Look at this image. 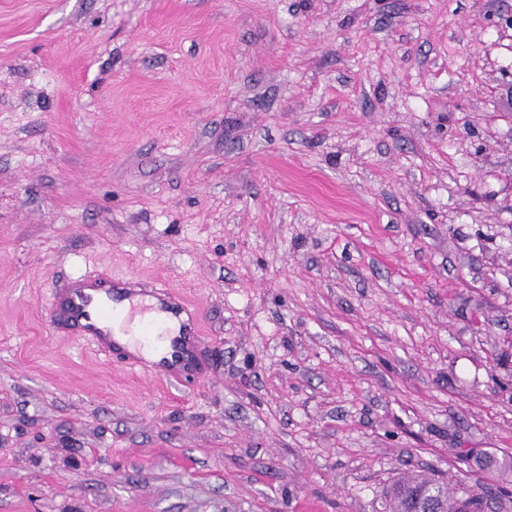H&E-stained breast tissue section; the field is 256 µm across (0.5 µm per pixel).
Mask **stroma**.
Instances as JSON below:
<instances>
[{
    "label": "stroma",
    "instance_id": "obj_1",
    "mask_svg": "<svg viewBox=\"0 0 512 512\" xmlns=\"http://www.w3.org/2000/svg\"><path fill=\"white\" fill-rule=\"evenodd\" d=\"M199 313L183 387L45 322ZM512 456V0H0V512H388ZM136 294L148 295L154 304H134L132 297ZM126 300L131 313L153 311L163 314L164 323L177 321L181 325L179 336H170L166 330L149 325L135 338L137 345L154 351L153 360L131 355L115 338L114 320L125 308ZM47 324L56 335L76 330L85 343L106 357L122 354L132 373L147 372L182 384V378L197 365V314L188 302L163 284H147L133 277L114 281L89 276L74 278L67 288L50 295Z\"/></svg>",
    "mask_w": 512,
    "mask_h": 512
}]
</instances>
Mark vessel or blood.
<instances>
[{"instance_id": "vessel-or-blood-1", "label": "vessel or blood", "mask_w": 512, "mask_h": 512, "mask_svg": "<svg viewBox=\"0 0 512 512\" xmlns=\"http://www.w3.org/2000/svg\"><path fill=\"white\" fill-rule=\"evenodd\" d=\"M126 308L163 314L165 321L180 323L181 333L172 336L167 331L145 327L135 342L153 350V359L128 354L114 332V320ZM47 324L57 335L77 331L85 343L104 356L124 355L126 367L133 373L147 372L178 382L197 365V314L188 302L162 284L142 283L133 277L107 282L89 276L74 278L67 288L51 294Z\"/></svg>"}]
</instances>
